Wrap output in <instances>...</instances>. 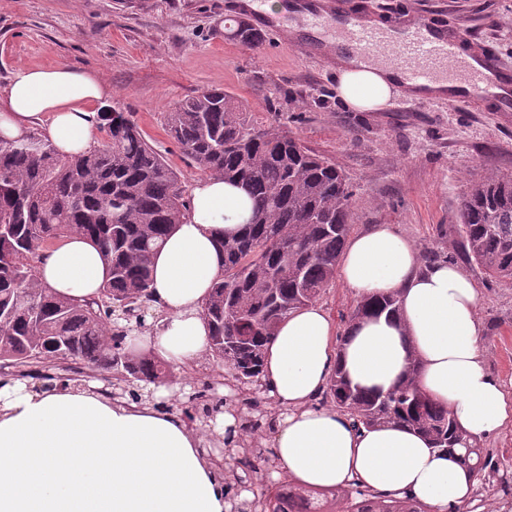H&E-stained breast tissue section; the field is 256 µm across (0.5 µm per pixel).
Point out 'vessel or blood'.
Returning <instances> with one entry per match:
<instances>
[{
  "mask_svg": "<svg viewBox=\"0 0 512 512\" xmlns=\"http://www.w3.org/2000/svg\"><path fill=\"white\" fill-rule=\"evenodd\" d=\"M253 3L238 0L232 22L273 31L274 23ZM288 11L303 31L298 40L301 47L319 50L334 60L390 64L402 76L408 102H422L423 91L443 89L452 102L460 96H492L504 108L512 107V74L501 68L492 53L462 55L464 38L457 32L435 30L420 17L383 27L348 14L341 0H290Z\"/></svg>",
  "mask_w": 512,
  "mask_h": 512,
  "instance_id": "b4317fda",
  "label": "vessel or blood"
}]
</instances>
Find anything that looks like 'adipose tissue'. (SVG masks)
<instances>
[{"label":"adipose tissue","instance_id":"obj_1","mask_svg":"<svg viewBox=\"0 0 512 512\" xmlns=\"http://www.w3.org/2000/svg\"><path fill=\"white\" fill-rule=\"evenodd\" d=\"M336 78L340 98L360 112L385 106L400 89L389 67L340 66ZM105 94L98 78L69 67L19 69L0 90V134L18 137L45 117L60 153L85 152ZM248 214L240 188L210 176L195 184L189 209L152 260L150 306L160 318L130 344L198 365L209 349L202 307L222 269L218 245ZM107 275L102 252L78 234L47 249L37 266L39 281L69 298L97 297ZM340 276L362 300L399 295L401 310L341 333L312 303L280 324L266 346L261 390L278 410L271 440L278 473L314 489L360 485L454 512L474 475L407 426L358 427L316 399L335 367L363 390L384 391L415 360L421 389L469 433L491 436L512 424V389L484 362L479 292L456 263L422 264L415 245L388 224L351 238ZM229 509L223 477L179 414L113 403L94 379L50 392L20 382L0 387V512Z\"/></svg>","mask_w":512,"mask_h":512}]
</instances>
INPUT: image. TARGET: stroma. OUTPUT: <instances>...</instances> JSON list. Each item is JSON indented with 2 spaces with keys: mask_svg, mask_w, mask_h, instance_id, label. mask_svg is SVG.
<instances>
[{
  "mask_svg": "<svg viewBox=\"0 0 512 512\" xmlns=\"http://www.w3.org/2000/svg\"><path fill=\"white\" fill-rule=\"evenodd\" d=\"M387 23L422 16L465 35L466 52L491 51L512 72V0H347ZM235 0H0V90L22 67L66 66L98 77L106 108L132 113L183 189L202 179L165 131L167 112L218 87L248 106L253 120L296 136L348 174L352 233L393 225L418 248L451 255L457 210L470 180L512 175V113L497 101L432 100L358 112L336 93V68L303 50L288 20L259 50L228 37ZM468 276L480 293L489 372L512 379V285Z\"/></svg>",
  "mask_w": 512,
  "mask_h": 512,
  "instance_id": "stroma-1",
  "label": "stroma"
}]
</instances>
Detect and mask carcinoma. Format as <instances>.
<instances>
[{"label": "carcinoma", "instance_id": "carcinoma-1", "mask_svg": "<svg viewBox=\"0 0 512 512\" xmlns=\"http://www.w3.org/2000/svg\"><path fill=\"white\" fill-rule=\"evenodd\" d=\"M234 36L254 49L259 34ZM101 140L63 155L43 135L0 136V370L50 383L84 370L106 371L112 391L170 381V364L150 353L130 356L125 328L112 316L146 326L152 258L188 201L178 176L128 112H99ZM166 132L203 173L240 186L252 202L242 231L224 240L222 274L204 305L209 356L242 391L240 406L261 411L263 354L278 325L316 301L336 277L351 224L353 186L346 172L271 123L253 121L220 88H207L167 113ZM459 248L488 279L512 283V176L488 173L472 182L458 212ZM75 233L104 254L108 278L84 303L58 296L36 275L40 250ZM400 313L391 294L360 302L350 321ZM418 366L386 391L366 392L341 370L324 398L367 427L404 424L425 435L488 482L512 484L447 407L417 385ZM212 384L188 400L189 424H208L224 406ZM288 499H283V489ZM430 512L412 498L368 488L313 490L274 482L236 512Z\"/></svg>", "mask_w": 512, "mask_h": 512}]
</instances>
